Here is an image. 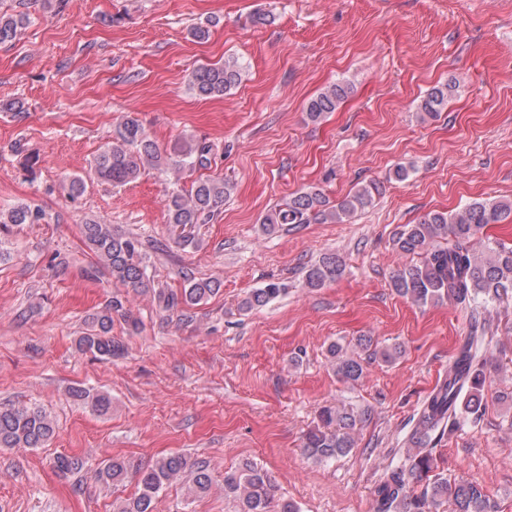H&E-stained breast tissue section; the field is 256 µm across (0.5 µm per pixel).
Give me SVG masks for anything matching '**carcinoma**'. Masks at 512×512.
Returning a JSON list of instances; mask_svg holds the SVG:
<instances>
[{
    "label": "carcinoma",
    "instance_id": "cac0c4a2",
    "mask_svg": "<svg viewBox=\"0 0 512 512\" xmlns=\"http://www.w3.org/2000/svg\"><path fill=\"white\" fill-rule=\"evenodd\" d=\"M27 21L26 16L0 13V44L13 41ZM242 65L231 58L221 66L200 67L191 80L197 95L203 98L222 97L235 88L242 77ZM351 92V86L337 82L311 98L306 105L307 116L317 121L334 112ZM457 94V85L449 80L434 86L420 100L418 111L435 116L448 106ZM211 149L205 144L185 147L177 158H164L149 138L140 120L126 116L116 137L105 144L94 159L97 177L112 185H125L137 179L147 164L172 166L176 172L205 168L211 163ZM231 186L220 178H200L193 182L188 193H171L167 203V223L181 228L178 236L183 247H195L198 240L190 232L217 213ZM380 195V185L369 182L357 187L341 201L332 205L319 189L295 193L288 202L277 205L261 218L263 230L275 233L285 224L312 222L343 224L366 211ZM512 216L511 200L481 199L462 209L448 212H429L415 224H407L394 241L398 250L420 257V262L396 274L391 286L397 295L418 304L444 300L471 306V319L476 321L481 310L512 292V246L494 243L481 252L437 245L440 239L453 236L471 241L479 238L490 224L500 223ZM44 214L29 205L0 207V234L22 224H38ZM81 237L94 257L108 270L113 280L135 292L152 289L146 272L143 242L140 238L112 230L109 224L89 222L80 226ZM342 259L326 252L305 271L304 285L317 289L336 281L344 272ZM220 291L215 281L187 279L180 291H154L159 307L172 311L181 306L197 305ZM288 284L269 282L244 297L239 308L243 311L264 307L287 293ZM127 299L112 296L105 308L94 315L90 329L77 340L82 352L110 359L123 353V347L112 340V320L122 318L132 329L137 322L128 315ZM357 345L369 352V358L384 363L393 362L400 348L373 347L372 339L362 336ZM483 337L469 336L459 347L448 367V375L427 397L409 439L407 455L392 469L375 490V512H440L447 503L453 512H496V505L477 482L460 481L448 484V478L438 471L431 445L445 432L453 431L462 413L473 414L482 406L485 381V362L482 359ZM330 365L339 378L356 382L364 372L360 354L348 353L337 344L328 349ZM70 397L104 414L111 408V398L84 388H73ZM368 413L352 407L326 405L318 414V423L304 436V450L315 461L322 462L347 455L355 445L357 426ZM56 436V425L50 414L37 406H18L0 409V448H42ZM84 462L72 456L58 455L54 468L61 474L82 470ZM97 481L118 485L136 479L134 496L113 503V512H153L159 493L176 480H185L187 495L193 498L209 493L212 479L208 465L183 454L160 457L146 468L130 461L114 458L95 471ZM224 496L239 503L240 512H299L296 503L275 501L276 486L263 468L245 462L224 474Z\"/></svg>",
    "mask_w": 512,
    "mask_h": 512
}]
</instances>
